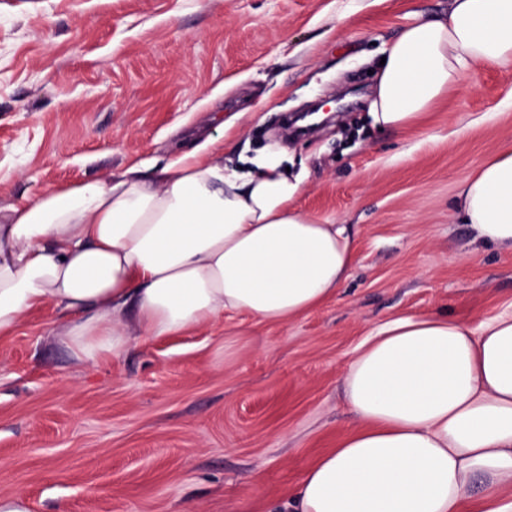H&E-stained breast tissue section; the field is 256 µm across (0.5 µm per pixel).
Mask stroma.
I'll return each mask as SVG.
<instances>
[{"instance_id": "stroma-1", "label": "stroma", "mask_w": 512, "mask_h": 512, "mask_svg": "<svg viewBox=\"0 0 512 512\" xmlns=\"http://www.w3.org/2000/svg\"><path fill=\"white\" fill-rule=\"evenodd\" d=\"M450 0H0V208L163 166L207 137L282 150L300 209L348 225L349 277L280 323L228 314L75 358L51 306L0 341V498L30 512H275L354 418L342 379L370 328L429 312L477 323L512 306V251L454 209L512 148V64L475 65L417 126L367 119L384 44ZM352 89L305 137L290 113Z\"/></svg>"}]
</instances>
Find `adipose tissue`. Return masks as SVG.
Listing matches in <instances>:
<instances>
[{"instance_id": "1", "label": "adipose tissue", "mask_w": 512, "mask_h": 512, "mask_svg": "<svg viewBox=\"0 0 512 512\" xmlns=\"http://www.w3.org/2000/svg\"><path fill=\"white\" fill-rule=\"evenodd\" d=\"M369 117L420 122L475 65L512 63V0H451L384 50ZM304 171L277 152L224 161L210 139L152 177L139 165L0 210V337L52 305L73 354L97 361L146 336L225 313L283 322L343 286L347 225L300 210ZM456 210L477 239L512 251V150L491 153ZM357 423L289 492L283 512H512V311L471 325L409 314L372 329L349 361ZM478 494H471V487Z\"/></svg>"}]
</instances>
